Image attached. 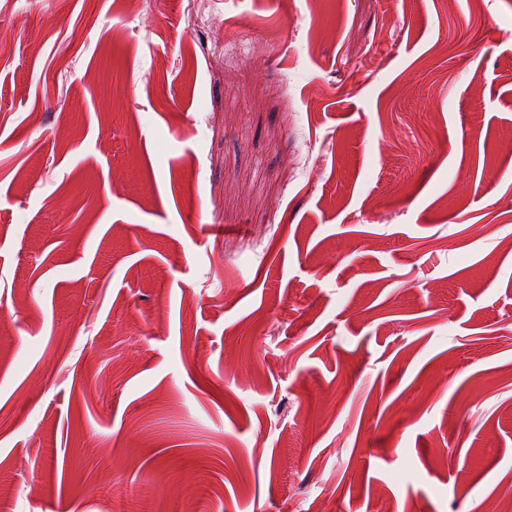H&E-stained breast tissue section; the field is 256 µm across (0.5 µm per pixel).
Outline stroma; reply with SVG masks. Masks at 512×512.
<instances>
[{
	"label": "stroma",
	"instance_id": "35a3bbf8",
	"mask_svg": "<svg viewBox=\"0 0 512 512\" xmlns=\"http://www.w3.org/2000/svg\"><path fill=\"white\" fill-rule=\"evenodd\" d=\"M2 309L0 512L512 496V0H0Z\"/></svg>",
	"mask_w": 512,
	"mask_h": 512
}]
</instances>
